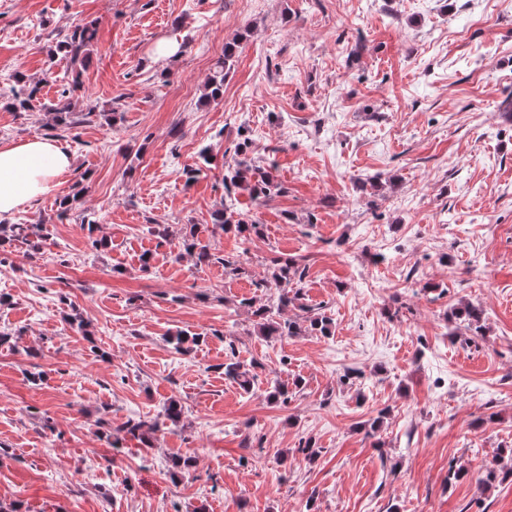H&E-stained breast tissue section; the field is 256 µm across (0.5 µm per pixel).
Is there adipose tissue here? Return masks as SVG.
<instances>
[{
    "label": "adipose tissue",
    "mask_w": 512,
    "mask_h": 512,
    "mask_svg": "<svg viewBox=\"0 0 512 512\" xmlns=\"http://www.w3.org/2000/svg\"><path fill=\"white\" fill-rule=\"evenodd\" d=\"M72 159L55 142L43 139L0 147V216L53 193Z\"/></svg>",
    "instance_id": "adipose-tissue-1"
}]
</instances>
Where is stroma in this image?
<instances>
[{"label": "stroma", "mask_w": 512, "mask_h": 512, "mask_svg": "<svg viewBox=\"0 0 512 512\" xmlns=\"http://www.w3.org/2000/svg\"><path fill=\"white\" fill-rule=\"evenodd\" d=\"M91 20L60 131L43 72ZM233 40L224 96L205 99ZM20 72L40 87L26 112L5 105ZM508 103L512 0H0V145L50 138L73 157L57 193L0 217L47 232L0 266V505L512 512V479L480 480L512 448ZM244 141L283 186L263 204L236 190L257 235L213 222ZM205 147L211 169L187 179ZM192 236L243 273L197 263ZM276 258L305 271L288 316L325 313L331 335H259L247 302L269 297ZM466 303L483 333L456 319ZM180 331L201 336L189 352ZM233 355L250 389L225 377ZM171 400L177 424L121 433ZM186 454L195 467L173 469Z\"/></svg>", "instance_id": "35a3bbf8"}]
</instances>
